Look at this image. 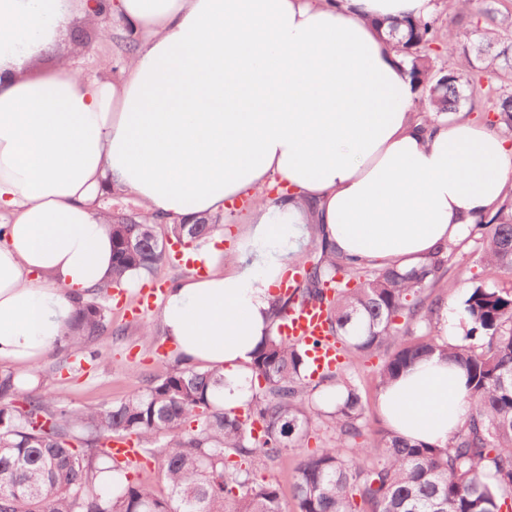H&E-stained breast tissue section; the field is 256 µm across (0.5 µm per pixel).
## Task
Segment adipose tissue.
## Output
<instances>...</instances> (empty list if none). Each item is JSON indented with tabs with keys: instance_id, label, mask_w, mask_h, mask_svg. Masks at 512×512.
Instances as JSON below:
<instances>
[{
	"instance_id": "adipose-tissue-1",
	"label": "adipose tissue",
	"mask_w": 512,
	"mask_h": 512,
	"mask_svg": "<svg viewBox=\"0 0 512 512\" xmlns=\"http://www.w3.org/2000/svg\"><path fill=\"white\" fill-rule=\"evenodd\" d=\"M133 29L117 78L61 65L88 0H0V360L33 366L112 273L106 192L187 223L253 196L237 254L223 230L206 268L168 288L169 341L224 373V407L249 396L270 303L307 224L338 253L409 270L495 211L512 142L469 121L423 130L416 92L380 19L432 0H105ZM291 194L255 197L274 180ZM228 271H219V264ZM389 429L442 448L470 408L466 378L433 354L384 384Z\"/></svg>"
}]
</instances>
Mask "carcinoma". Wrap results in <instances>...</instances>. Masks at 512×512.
<instances>
[{"mask_svg": "<svg viewBox=\"0 0 512 512\" xmlns=\"http://www.w3.org/2000/svg\"><path fill=\"white\" fill-rule=\"evenodd\" d=\"M471 3L448 0L446 24L437 12L392 22L389 36L410 64L416 116L425 124L487 112L489 129L512 138V14L487 9L479 28ZM216 228L139 224L112 213V281L81 302L71 345L97 339L109 324L110 289L132 269L153 275L167 259L165 239L191 244ZM476 233L480 261L511 270L512 199L488 223L471 225ZM318 247L304 284L272 302L273 318L284 321L306 301L326 302L342 355L390 352L383 382L435 352L448 358L465 372L472 393L466 421L448 446L411 443L385 430L366 446L350 447L361 434L364 406L347 365L320 376L339 387L336 404L313 402L308 347L280 333L255 350L243 415L216 403L224 375L213 369L178 365L126 399L94 408L64 405L43 386L26 388L13 372L0 371V512H501L502 501L512 500V288L473 286L463 302L471 328L451 345L430 331L443 302L435 290L445 251L401 273L341 255L323 235ZM315 416L332 436L294 457L289 505L278 483L258 479L257 470L288 461ZM114 440L136 441L142 458L158 463L167 495L140 479L142 464L112 454ZM105 470L121 481L103 487Z\"/></svg>", "mask_w": 512, "mask_h": 512, "instance_id": "cac0c4a2", "label": "carcinoma"}]
</instances>
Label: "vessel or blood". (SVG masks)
I'll return each instance as SVG.
<instances>
[{
	"label": "vessel or blood",
	"mask_w": 512,
	"mask_h": 512,
	"mask_svg": "<svg viewBox=\"0 0 512 512\" xmlns=\"http://www.w3.org/2000/svg\"><path fill=\"white\" fill-rule=\"evenodd\" d=\"M282 333L288 339L309 346L315 373L333 370L341 361L334 338L328 332L322 303L309 302L289 311Z\"/></svg>",
	"instance_id": "1"
}]
</instances>
